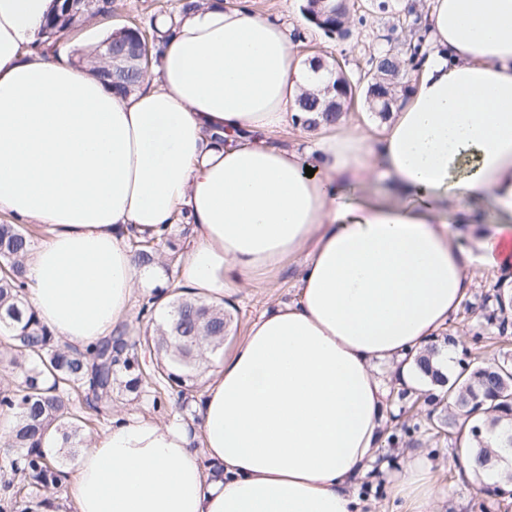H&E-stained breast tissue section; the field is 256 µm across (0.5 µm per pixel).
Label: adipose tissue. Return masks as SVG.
<instances>
[{"label":"adipose tissue","mask_w":512,"mask_h":512,"mask_svg":"<svg viewBox=\"0 0 512 512\" xmlns=\"http://www.w3.org/2000/svg\"><path fill=\"white\" fill-rule=\"evenodd\" d=\"M56 6L0 0V213L46 226L27 261L41 320L79 349L125 327L161 271L128 242L180 211L188 293L230 299L287 262L297 287L203 375L201 442L113 416L66 479L75 512H362L388 419L375 364L421 379L476 277L512 282V0H429L430 50L381 128L346 113L289 148L272 137L316 84L279 18L249 0L159 18L156 63L117 95L39 51ZM476 203L496 219L465 241ZM393 488L411 512L440 496L418 460Z\"/></svg>","instance_id":"ef3b65f1"}]
</instances>
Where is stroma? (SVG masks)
I'll return each mask as SVG.
<instances>
[{
	"label": "stroma",
	"instance_id": "1",
	"mask_svg": "<svg viewBox=\"0 0 512 512\" xmlns=\"http://www.w3.org/2000/svg\"><path fill=\"white\" fill-rule=\"evenodd\" d=\"M289 0H252L253 9L262 15L279 16L294 27L302 40L296 47L301 57L317 56L342 64L350 79H357L360 72L368 67V61L379 50L395 47L402 48L410 36L403 20L407 12L408 0H387V10L363 9L359 0H350L353 21L344 36L326 35L311 24L300 9H289ZM177 0H112L110 16L88 18L76 35L69 40L70 45L88 42L101 43L113 31L135 21L149 24L152 17L177 11ZM496 281L491 277L477 278L469 297L463 303L458 316L451 321L447 329L454 333L457 344L454 348L457 366L469 361V351L475 350V334L478 330L475 317L485 309V294L493 293ZM293 269H282L272 277H262L242 288L235 303L226 308L229 319L225 345L240 339L249 323L261 310L276 303L294 298ZM378 371L387 384L386 405L390 419L386 423L384 437L377 450L384 470L376 472L374 477L363 480L356 494L365 504L364 512H405L400 499L391 493V484L395 473L404 460L410 456L425 458L442 490L438 502L439 512H474V505L480 495L474 484L463 481L455 459L458 452L457 438L433 437L431 424L444 419L447 414L445 403L441 400V388H434V398L429 402H413L412 399H399V391L406 385L400 381L394 369L386 364L379 365ZM153 396L145 392L132 395L126 391L115 394L113 409L135 413L144 418L168 422L175 417V408L182 399L172 393L164 398V409H154ZM412 419L419 423L421 430L411 435L401 434L399 428L403 421Z\"/></svg>",
	"mask_w": 512,
	"mask_h": 512
}]
</instances>
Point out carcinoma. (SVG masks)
I'll list each match as a JSON object with an SVG mask.
<instances>
[{
    "label": "carcinoma",
    "instance_id": "cac0c4a2",
    "mask_svg": "<svg viewBox=\"0 0 512 512\" xmlns=\"http://www.w3.org/2000/svg\"><path fill=\"white\" fill-rule=\"evenodd\" d=\"M332 5L331 0H306L302 10L316 28L327 34H342L347 13H332ZM111 8L112 0H75L73 9H57L45 24L47 41L57 44L83 18L107 14ZM424 39L421 27H414L405 49L390 47L377 53L369 68L373 76L362 85L353 86L338 73L332 91H327L325 80L322 88L301 95L298 111L302 124L311 129L322 120H336L343 104L357 93L364 97L370 111L387 118L409 88L402 79L419 56ZM158 40L153 24L147 30L136 24L123 27L116 41L131 56L95 68L96 74L119 94L134 91L147 72ZM35 239L34 232L21 224H0V331L6 335L0 344V363L19 376L16 385L0 390V411L14 418L0 447L6 462L0 512H15L19 502L25 504L22 512H40L46 500L33 491L62 482L63 471L47 451L52 446L49 432L56 434L55 443L62 447L74 448L82 443L85 430L105 421L101 404L112 402L120 384L125 391L136 394L150 387L155 406L165 394H185L208 362L200 340H208L213 353L223 346L226 332L224 305L180 296L175 288L168 319L157 325L154 335L145 337L141 348L121 335L106 336L83 350L61 344L27 300L25 257ZM132 248L138 264L158 259L168 268L176 264L179 253L169 233L134 240ZM494 298L495 307L484 321L503 334L512 328V289L500 285ZM434 355L435 350L430 349L418 354L415 361L432 383L448 386L451 413L441 426L457 433L464 426L460 419H472L482 433H498L495 448L473 441L471 466L476 471L489 470L487 460L496 453H506L503 437L512 434V356L505 353L491 362L477 361L471 370L450 381L432 366ZM498 483L497 479L482 485L480 512H494L500 505Z\"/></svg>",
    "mask_w": 512,
    "mask_h": 512
}]
</instances>
